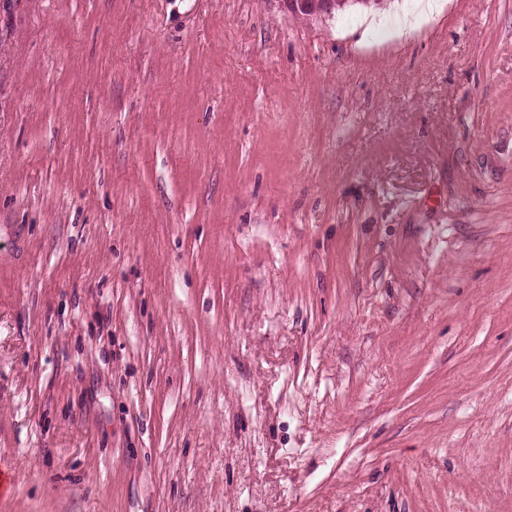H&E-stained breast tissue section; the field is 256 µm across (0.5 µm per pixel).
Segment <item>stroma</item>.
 Listing matches in <instances>:
<instances>
[{
  "label": "stroma",
  "instance_id": "1",
  "mask_svg": "<svg viewBox=\"0 0 512 512\" xmlns=\"http://www.w3.org/2000/svg\"><path fill=\"white\" fill-rule=\"evenodd\" d=\"M0 512H512V0H0ZM281 7L286 10H298L299 8H303L305 5L309 3H314L316 7L315 16H331L340 6L342 7V0H278ZM343 10V9H338Z\"/></svg>",
  "mask_w": 512,
  "mask_h": 512
}]
</instances>
